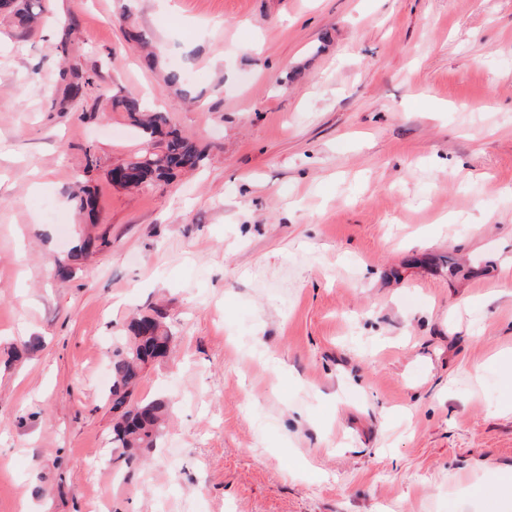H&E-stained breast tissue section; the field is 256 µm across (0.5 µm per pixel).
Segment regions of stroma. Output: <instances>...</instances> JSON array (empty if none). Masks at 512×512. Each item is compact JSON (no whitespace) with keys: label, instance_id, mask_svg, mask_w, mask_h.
<instances>
[{"label":"stroma","instance_id":"stroma-1","mask_svg":"<svg viewBox=\"0 0 512 512\" xmlns=\"http://www.w3.org/2000/svg\"><path fill=\"white\" fill-rule=\"evenodd\" d=\"M43 4L0 14V512H512V0ZM122 94L203 166L113 184ZM150 309L169 418L130 469L112 345ZM60 78L64 83L62 97L60 99L61 106H64L67 103L70 96H77L85 85H89L91 83L90 77H84L83 75H79V73L68 72L67 70H62L60 72ZM96 247L95 241L85 238L80 248L63 257L57 264V270L61 281H68L79 270V261L86 257Z\"/></svg>","mask_w":512,"mask_h":512}]
</instances>
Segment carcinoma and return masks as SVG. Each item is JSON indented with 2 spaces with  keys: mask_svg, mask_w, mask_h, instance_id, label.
I'll return each instance as SVG.
<instances>
[{
  "mask_svg": "<svg viewBox=\"0 0 512 512\" xmlns=\"http://www.w3.org/2000/svg\"><path fill=\"white\" fill-rule=\"evenodd\" d=\"M0 10L14 13L25 22L37 20L44 7H35L33 0H0ZM64 83L60 105L69 97L77 96L90 78L75 72H60ZM112 106L129 115L149 147L122 165L126 171L123 184L147 185L172 179L177 172L199 167L205 159V149L200 143L175 131L167 133L165 145L159 149L150 146L152 139L162 133L166 117L155 112L145 116V103L133 96L113 98ZM96 247L91 238L83 240L80 248L63 257L57 264L62 281H68L79 270V261ZM129 336L112 350V389L108 403L112 411V447L120 450L118 459L129 466L141 461L140 453L157 447L163 434V421L168 413V403L162 398L137 399L134 390L143 377L146 367L170 352L173 336L160 312L153 310L134 319L128 325Z\"/></svg>",
  "mask_w": 512,
  "mask_h": 512,
  "instance_id": "carcinoma-1",
  "label": "carcinoma"
}]
</instances>
